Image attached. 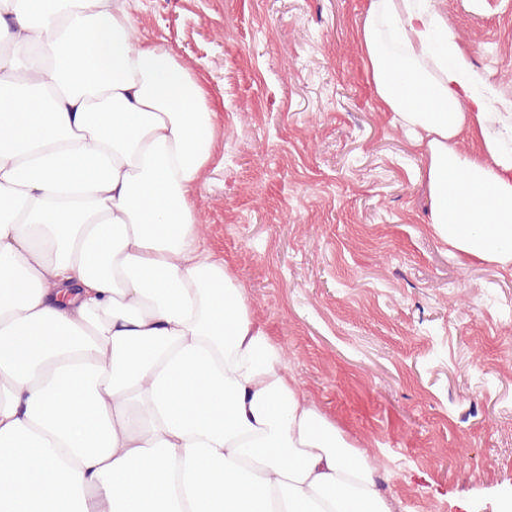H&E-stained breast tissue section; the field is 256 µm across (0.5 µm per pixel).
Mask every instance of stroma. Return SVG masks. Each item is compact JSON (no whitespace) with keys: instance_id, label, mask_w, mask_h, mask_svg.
Masks as SVG:
<instances>
[{"instance_id":"35a3bbf8","label":"stroma","mask_w":512,"mask_h":512,"mask_svg":"<svg viewBox=\"0 0 512 512\" xmlns=\"http://www.w3.org/2000/svg\"><path fill=\"white\" fill-rule=\"evenodd\" d=\"M368 0H134L138 31L205 78L217 154L199 200L216 255L302 397L363 451L392 512L512 501V267L427 228L423 161L377 101ZM512 106V0H435Z\"/></svg>"}]
</instances>
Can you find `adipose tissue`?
<instances>
[{
	"label": "adipose tissue",
	"instance_id": "1",
	"mask_svg": "<svg viewBox=\"0 0 512 512\" xmlns=\"http://www.w3.org/2000/svg\"><path fill=\"white\" fill-rule=\"evenodd\" d=\"M432 3L369 0L366 74L435 239L511 267L512 113ZM216 118L131 0H0V512H391L207 243Z\"/></svg>",
	"mask_w": 512,
	"mask_h": 512
}]
</instances>
